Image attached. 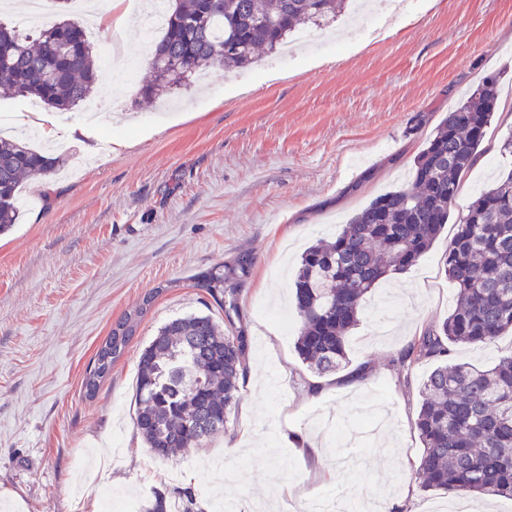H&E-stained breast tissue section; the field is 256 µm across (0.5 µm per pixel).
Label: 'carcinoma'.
Returning a JSON list of instances; mask_svg holds the SVG:
<instances>
[{"label": "carcinoma", "instance_id": "obj_1", "mask_svg": "<svg viewBox=\"0 0 512 512\" xmlns=\"http://www.w3.org/2000/svg\"><path fill=\"white\" fill-rule=\"evenodd\" d=\"M162 36L142 94L151 100L212 66L246 68L260 48H280L300 27L338 19L346 0H165ZM234 44L225 53L226 43ZM96 54L79 22L60 17L24 34L0 22V92L71 110L90 99ZM500 73L485 75L466 101L450 109L418 153L412 179L355 212L331 242L307 249L294 281L295 349L320 377L349 364L348 334L377 284L416 265L445 224L497 110ZM59 167L30 141L0 138V233L18 218L25 178ZM445 272L456 295L448 317L424 328L397 362L431 361L418 388L414 427L422 443L415 477L426 491L512 499V355L476 367L449 362L457 345L489 346L512 331V170L482 190L456 221ZM251 262L218 263L193 276L224 311L172 319L138 360L136 427L153 454L167 458L225 432L247 374V336L240 285ZM162 289L124 313L89 362L81 382L98 392Z\"/></svg>", "mask_w": 512, "mask_h": 512}]
</instances>
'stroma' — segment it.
<instances>
[{
    "label": "stroma",
    "mask_w": 512,
    "mask_h": 512,
    "mask_svg": "<svg viewBox=\"0 0 512 512\" xmlns=\"http://www.w3.org/2000/svg\"><path fill=\"white\" fill-rule=\"evenodd\" d=\"M394 33L353 37L341 23L309 26L288 63L264 53L243 69L146 101L148 28L95 26L105 137L123 121L125 148L87 153L38 128L34 147L64 154L60 171L21 187L20 211L0 235V512H101L94 485L145 512L160 490L192 489L205 512H250L276 500L342 494L402 500L406 512H455L457 498L423 491L410 464L413 422L429 362L399 371L391 358L447 318L455 287L444 272L445 228L406 272L366 301L348 340L351 367L368 375L310 398L312 374L294 349L292 310L304 250L335 237L374 197L405 185L414 158L448 109L501 75L498 110L454 207L512 171V0H373ZM425 123L410 132L411 119ZM249 255L239 296L249 341L247 377L224 434L163 459L135 426L137 365L159 327L192 313H223L191 275ZM156 298L93 398L85 367L113 324L147 293ZM252 412L251 430L243 414ZM317 440L320 460L286 438Z\"/></svg>",
    "instance_id": "obj_1"
}]
</instances>
